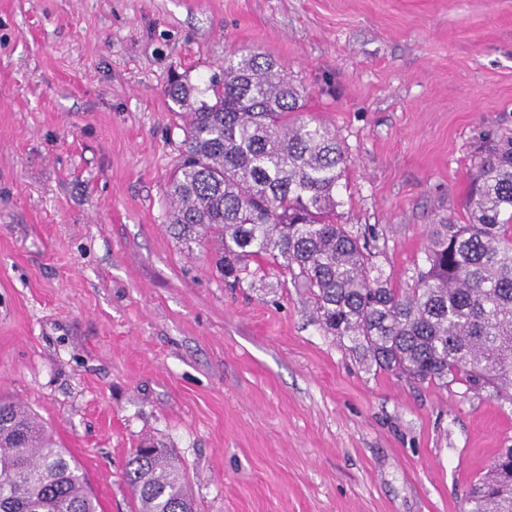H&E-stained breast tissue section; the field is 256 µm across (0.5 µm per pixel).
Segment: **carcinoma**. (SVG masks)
Returning a JSON list of instances; mask_svg holds the SVG:
<instances>
[{
  "label": "carcinoma",
  "instance_id": "1",
  "mask_svg": "<svg viewBox=\"0 0 512 512\" xmlns=\"http://www.w3.org/2000/svg\"><path fill=\"white\" fill-rule=\"evenodd\" d=\"M180 161L165 190L176 239L212 250L230 288L258 259L306 288L316 322L369 367L420 383L492 389L512 404V136L474 164L466 224H433L424 266L394 288L378 247L337 221L346 168L326 124L290 118L299 89L281 64L251 51L224 58L205 87L176 79ZM474 484L467 512H512V448ZM125 476L135 512H193L182 463L164 446L135 449ZM0 512H99L86 473L39 417L0 398Z\"/></svg>",
  "mask_w": 512,
  "mask_h": 512
}]
</instances>
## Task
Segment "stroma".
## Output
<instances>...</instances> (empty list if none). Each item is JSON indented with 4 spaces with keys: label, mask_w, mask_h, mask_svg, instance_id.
I'll list each match as a JSON object with an SVG mask.
<instances>
[{
    "label": "stroma",
    "mask_w": 512,
    "mask_h": 512,
    "mask_svg": "<svg viewBox=\"0 0 512 512\" xmlns=\"http://www.w3.org/2000/svg\"><path fill=\"white\" fill-rule=\"evenodd\" d=\"M261 50L347 156L341 223L396 288L473 163L512 135V0H0V398L29 406L101 512L146 438L195 512H462L512 404L366 366L267 261L231 289L166 221L174 76Z\"/></svg>",
    "instance_id": "1"
}]
</instances>
